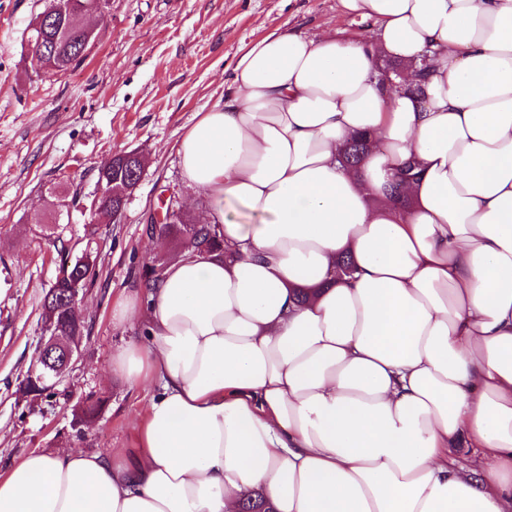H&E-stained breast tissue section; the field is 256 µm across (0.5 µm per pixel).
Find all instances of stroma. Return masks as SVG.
<instances>
[{
    "label": "stroma",
    "mask_w": 512,
    "mask_h": 512,
    "mask_svg": "<svg viewBox=\"0 0 512 512\" xmlns=\"http://www.w3.org/2000/svg\"><path fill=\"white\" fill-rule=\"evenodd\" d=\"M47 0H0V475L33 452L75 448L101 454L134 445L133 423L157 389L128 386L112 356L145 343L137 322H118L121 301L141 288L153 261L178 254L145 232L150 212L179 204L200 219L202 190L182 175L177 144L198 113L223 102L234 63L275 31L349 39L375 33L373 20L336 0H111L85 58L50 76L32 73L28 26ZM146 164L120 219H94L98 174L113 156ZM96 256L97 278L79 303L82 355L43 396L22 394L43 334V299L62 258ZM101 413L75 424L87 398Z\"/></svg>",
    "instance_id": "obj_1"
}]
</instances>
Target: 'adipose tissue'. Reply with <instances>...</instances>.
<instances>
[{
    "label": "adipose tissue",
    "mask_w": 512,
    "mask_h": 512,
    "mask_svg": "<svg viewBox=\"0 0 512 512\" xmlns=\"http://www.w3.org/2000/svg\"><path fill=\"white\" fill-rule=\"evenodd\" d=\"M337 4L374 37L263 36L179 140L224 255L115 313L150 342L113 373L162 389L135 447L30 454L0 512H512V0Z\"/></svg>",
    "instance_id": "adipose-tissue-1"
}]
</instances>
